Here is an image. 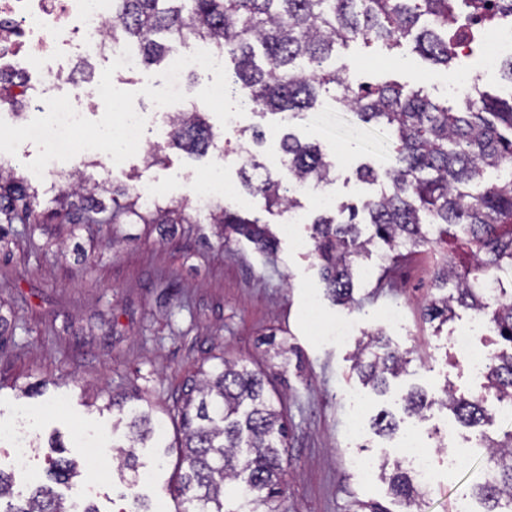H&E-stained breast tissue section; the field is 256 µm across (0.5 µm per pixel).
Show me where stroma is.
<instances>
[{
	"label": "stroma",
	"mask_w": 512,
	"mask_h": 512,
	"mask_svg": "<svg viewBox=\"0 0 512 512\" xmlns=\"http://www.w3.org/2000/svg\"><path fill=\"white\" fill-rule=\"evenodd\" d=\"M331 64L354 66L359 83L397 81L405 88L424 87L438 101L455 107L459 96L449 87L447 71L413 52L411 45L385 51L351 42L337 47ZM199 112L216 139L206 155L169 147V128L153 126L148 139L162 160L147 154L129 158L123 168L104 171L94 158L78 160V176L87 185L130 184L152 189L158 202L174 203L201 187L218 170L225 205L245 217L258 216L277 238L274 253L259 251L246 237L225 234L207 211L191 212L186 224H16L0 240V427L25 419L35 448L30 470L14 472L12 444L0 442V469L11 473L14 489L26 494L46 483L57 455L75 459L78 477L56 485L66 507L82 512H193L174 490L179 459L177 407L188 379L201 364L225 356L270 375L288 425L283 456L284 512H352L354 500L377 501L393 512H457L463 496L489 462L480 439L501 440L512 420L501 416L476 428L456 421L451 411L433 406L423 415L404 414L398 398L412 388L436 401L444 389L469 397L484 377L470 374L455 353L456 330L471 328L477 311L457 308L447 324L428 322L423 307L437 255L424 248L399 267L390 288H376L385 248L372 247L360 260L356 293L360 306L334 303L325 294L321 262L314 252L298 250L295 237H309L320 214L315 196L298 199L304 219L286 235V214H270L262 196L242 186L243 163L236 149L243 129L264 133L260 157L281 174L279 116L246 112L236 126L225 127L206 105ZM292 131L319 144L336 163V178L320 191L336 203L375 197L378 185L357 175L360 163L392 166L391 139L378 127L361 123L342 103L295 118ZM38 153L20 145L10 167L29 178L41 208L54 207L64 191L62 180L32 177L27 167ZM401 310L400 325L384 324L379 310ZM353 316L367 332L382 333L393 347L409 352L404 372L391 379L388 394L362 385L354 368L357 341L339 343L324 335L336 320ZM283 342L278 357L265 344L268 334ZM133 394V407L163 423L162 435L136 449L149 482L128 486L129 472L116 449L128 445L129 429L118 410H106L109 398ZM394 414L395 435H377L373 418ZM420 432L426 447L437 449L439 478L418 505L392 503L386 483L357 473L350 459L364 454L376 463L396 464L392 449L404 435ZM100 434V455L87 451L88 434ZM467 452V468L452 471L441 449L447 444ZM61 452H54V445Z\"/></svg>",
	"instance_id": "1"
}]
</instances>
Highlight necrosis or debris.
Listing matches in <instances>:
<instances>
[{"instance_id":"4bbe7bcc","label":"necrosis or debris","mask_w":512,"mask_h":512,"mask_svg":"<svg viewBox=\"0 0 512 512\" xmlns=\"http://www.w3.org/2000/svg\"><path fill=\"white\" fill-rule=\"evenodd\" d=\"M112 0H0V82L10 81L11 97L0 101V118L17 124L19 102L28 100L29 69L40 74L38 111H45V98L68 95L73 106L94 97L96 87L78 71L79 60L100 52L117 57L109 33ZM481 44L488 66L512 57V25L490 30L470 28L455 40L457 55L472 54ZM397 458L413 471L420 487L436 480L434 456L417 435L406 436L395 448Z\"/></svg>"}]
</instances>
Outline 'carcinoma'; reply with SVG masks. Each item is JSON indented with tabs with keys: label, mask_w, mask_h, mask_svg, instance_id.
<instances>
[{
	"label": "carcinoma",
	"mask_w": 512,
	"mask_h": 512,
	"mask_svg": "<svg viewBox=\"0 0 512 512\" xmlns=\"http://www.w3.org/2000/svg\"><path fill=\"white\" fill-rule=\"evenodd\" d=\"M457 0H113L112 41L140 45L143 62L159 63L172 43L205 47L234 64L227 73L230 93L244 91L241 105L290 119L314 109L321 91L339 90L337 100L361 121L387 130L396 142L395 164L379 172L363 164L359 177L381 186L380 194L359 205L346 204L334 215L313 220L314 251L322 261L326 293L333 301L354 305L355 264L379 238L400 259L421 247H438L440 259L423 309L426 320L444 324L455 307L490 312L495 335L512 345V295L485 291L491 280L512 278V177L481 184L488 170L512 167V98L475 91L465 110L453 112L432 101L424 89L404 90L386 82L354 86L343 68L328 69L325 61L336 45L362 41L389 51L414 37L416 49L436 65L451 64L457 55L448 27ZM263 62L257 63L256 50ZM263 133L238 145L245 162L243 186L266 200L267 209L296 207L291 185H319L335 179V164L314 143L288 132L280 142L286 178L251 150ZM214 133L196 109L183 111L170 145L199 155L208 153ZM61 212L40 215L36 196L24 179L0 172V235L3 225L107 224L119 216L131 224H184L196 200L147 205L127 186L79 187L61 194ZM214 224L249 238L261 250L273 246L274 236L260 219L242 217L216 202ZM365 213L374 228L363 235L358 221ZM356 363L362 378L375 390L389 388L409 363L379 333L367 334ZM190 388L178 410L182 441L177 492L200 505V512H282V466L287 422L261 373L216 357ZM488 382L502 400L512 402V353H496L486 365ZM436 402L411 390L404 410L419 414L438 403L463 423L475 426L488 417L478 397L458 398L451 390ZM130 450L123 452L126 468L136 470L132 448L156 434L146 411L127 412ZM379 434H392L398 424L383 412L374 419ZM490 466L471 487L483 512H512V430L488 444ZM75 464L61 456L54 460L52 484L27 496L14 494L12 477L0 470V500L6 512H69L53 489L68 482ZM239 481L235 506H227L224 483ZM392 494L411 505L422 497L412 473L396 466L389 476Z\"/></svg>",
	"instance_id": "obj_1"
}]
</instances>
